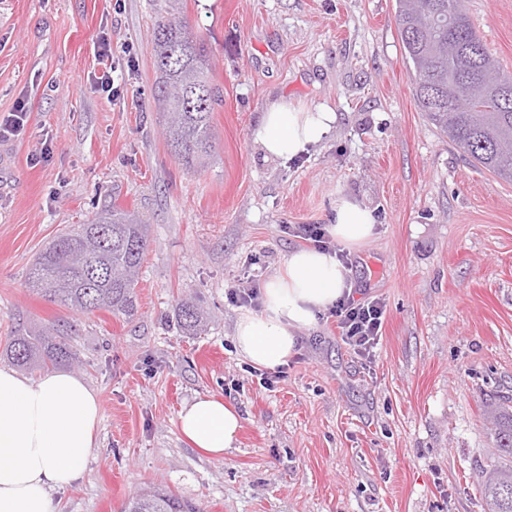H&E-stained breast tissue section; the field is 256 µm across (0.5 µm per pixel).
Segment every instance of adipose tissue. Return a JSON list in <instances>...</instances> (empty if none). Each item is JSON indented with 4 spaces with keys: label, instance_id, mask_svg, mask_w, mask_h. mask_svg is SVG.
<instances>
[{
    "label": "adipose tissue",
    "instance_id": "obj_1",
    "mask_svg": "<svg viewBox=\"0 0 512 512\" xmlns=\"http://www.w3.org/2000/svg\"><path fill=\"white\" fill-rule=\"evenodd\" d=\"M336 114L281 100L262 115L257 138L265 152L290 160L321 142ZM370 210L337 199L330 235L349 248L375 234ZM347 269L337 253L312 247L289 254L285 269L264 283L260 313L244 312L235 324L234 348L257 367L273 369L294 354L299 334L348 291ZM102 421L96 392L80 377L47 371L31 379L0 366V512H53L50 489H66L82 474ZM243 419L213 396L196 398L178 414L180 433L200 451L222 457Z\"/></svg>",
    "mask_w": 512,
    "mask_h": 512
}]
</instances>
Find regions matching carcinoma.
<instances>
[{
  "mask_svg": "<svg viewBox=\"0 0 512 512\" xmlns=\"http://www.w3.org/2000/svg\"><path fill=\"white\" fill-rule=\"evenodd\" d=\"M180 0H161L152 33L154 102L167 142L187 170L214 158L212 112L222 92L210 79L206 43L180 19ZM402 53L409 67L418 109L448 136L475 167L512 182V90L463 8V0H395ZM478 86L470 111L453 112L450 99ZM148 225L131 210L113 205L87 224L59 236L34 260L28 285L49 301L86 313L105 310L131 317L147 251ZM181 331L203 326V311L192 301L176 306ZM68 326L53 323L19 330L5 355L16 367L71 364ZM501 462L482 475L488 512H512V398L503 396L490 413ZM120 512H199L195 505L160 486L141 490Z\"/></svg>",
  "mask_w": 512,
  "mask_h": 512,
  "instance_id": "obj_1",
  "label": "carcinoma"
}]
</instances>
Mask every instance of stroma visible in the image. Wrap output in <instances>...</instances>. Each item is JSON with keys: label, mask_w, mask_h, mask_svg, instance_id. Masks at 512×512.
I'll list each match as a JSON object with an SVG mask.
<instances>
[{"label": "stroma", "mask_w": 512, "mask_h": 512, "mask_svg": "<svg viewBox=\"0 0 512 512\" xmlns=\"http://www.w3.org/2000/svg\"><path fill=\"white\" fill-rule=\"evenodd\" d=\"M512 75V0H465ZM155 0H0V349L17 325L75 320L71 373L102 421L81 477L56 512H119L161 485L200 512H485L478 481L498 460L486 402L512 394V183L468 163L413 97L395 0H184L215 63L223 101L216 156L198 171L171 155L155 111ZM107 38L119 95L97 90ZM331 108L335 128L290 161L256 137L279 98ZM376 231L344 259L355 299L387 306L370 360L335 316L298 338L288 374L261 385L232 344L241 306L306 247L300 224H330L338 198ZM149 226L138 313L70 315L27 272L63 229L102 206ZM207 314L194 335L176 304ZM243 418L216 459L185 442L179 410L200 396Z\"/></svg>", "instance_id": "obj_1"}]
</instances>
